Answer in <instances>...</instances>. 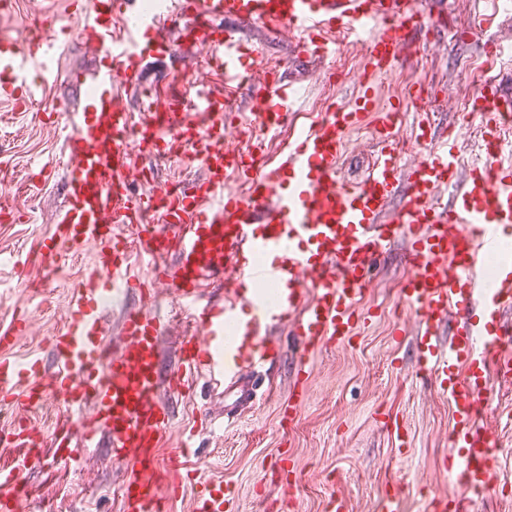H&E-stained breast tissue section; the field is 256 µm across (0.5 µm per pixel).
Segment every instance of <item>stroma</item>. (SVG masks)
<instances>
[{
  "label": "stroma",
  "mask_w": 512,
  "mask_h": 512,
  "mask_svg": "<svg viewBox=\"0 0 512 512\" xmlns=\"http://www.w3.org/2000/svg\"><path fill=\"white\" fill-rule=\"evenodd\" d=\"M58 15L56 59L59 75L26 110L0 99V206L10 212L0 221V323L30 320L31 328L0 355L24 361L40 357L54 369L49 338L61 326L60 308L93 262L94 247L67 256L51 275L32 260L37 241L49 234L69 203L61 176L65 113L81 111L91 87L84 75L99 65L100 49L76 36L83 26L85 0H49ZM432 26L415 35L409 52L387 78L376 83L377 108L391 102L411 112L410 89L425 84L430 92L431 132L457 137L464 155L476 150L487 128L480 119L464 118L479 76L474 69L486 45L504 43L500 88L512 94V9L499 28L479 25L484 0H422ZM217 27L237 32L244 47L258 45L277 76L300 89L288 122L300 127L315 120L327 104H348L360 89V56L347 46L319 60L300 53L293 32L271 33L241 21L220 19ZM377 158L369 129L353 131L340 160L339 175L359 182ZM129 170L133 193L140 181L180 185L202 174L198 164L180 157L158 159L133 154ZM407 247L396 238L373 271L361 302L367 324L354 329L339 348L311 356L308 402L294 421L283 420L280 405L295 383L297 344L288 326L270 331L278 355L265 371L249 374L252 402L238 404L232 393L198 378L191 391L161 388L160 398L173 415V428L160 448L168 458L178 431L199 426L207 415L231 418L222 437L201 435L196 454L182 472L190 485L204 480L224 493V512H328L331 495L342 494L349 512H376L379 498L397 493L401 512H430L432 499L455 498L459 486L449 471L452 410L434 380L419 370L416 327L399 299L408 270ZM42 293H33L34 285ZM490 401L484 418L497 442L501 482L496 492L474 496L478 512H512V383L489 372ZM398 421L393 433L386 421ZM25 482L51 486L53 500H29L26 512H122L123 465L112 456L107 430L99 445L81 449L73 469L60 468L53 456L28 469Z\"/></svg>",
  "instance_id": "1"
}]
</instances>
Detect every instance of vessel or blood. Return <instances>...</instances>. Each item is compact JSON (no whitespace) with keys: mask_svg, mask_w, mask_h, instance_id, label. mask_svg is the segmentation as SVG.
I'll return each mask as SVG.
<instances>
[{"mask_svg":"<svg viewBox=\"0 0 512 512\" xmlns=\"http://www.w3.org/2000/svg\"><path fill=\"white\" fill-rule=\"evenodd\" d=\"M124 2L90 0L78 31L110 63L92 74L90 103L70 122L62 167L69 205L52 234L39 240L35 259L54 272L67 253L92 245L96 255L68 302L64 327L50 338L56 372L43 375L38 358L0 359V405L17 415L0 433V446L9 450L0 464V512H22L36 497L23 474L42 462L45 448L70 468L78 448L92 447L103 426L128 472L123 512H160L163 497L185 494L179 473L196 445L187 435L176 453L160 458L171 426L160 383L179 393L203 375L249 399L244 371L270 362L266 331L278 323L293 328L297 374L310 373V352L350 336L373 270L400 235L409 242L411 273L398 293L415 318L418 365L452 406L450 459L461 494L434 501L432 509L469 512L473 495L498 483L496 441L478 422L488 400L486 376L493 367L512 377V327L500 320L512 309V254H500L496 283H486L488 258L512 232V144L487 140L462 177L454 144L421 134L419 158L410 164L396 144L391 107L376 131L382 147L372 171L355 184L338 178L344 139L371 110L375 79L398 64L410 31L426 27L427 17L413 0H157L152 11L130 15ZM218 16L298 33L301 52L316 57L336 54L339 34L370 30L361 43V95L349 105L331 104L269 159L266 138L284 127L299 91L273 77L257 51H242L232 33L218 34L211 26ZM38 21L25 48L0 39V97L20 108L58 74L54 17L43 13ZM173 24L179 30L171 39ZM187 44L205 47L202 67L219 77L222 90L207 84L191 90L178 70L154 101L131 112L114 85L139 84L147 58L179 55ZM244 82L252 88L251 138L239 149L226 145L224 135L227 103ZM473 109L498 125L512 118V96L486 82L473 93ZM178 148L199 162L202 178L134 196L125 176L130 154L165 158ZM451 183L455 199L446 207L438 196ZM398 192L403 200L394 211ZM128 228L134 231L129 241L121 237ZM133 253L148 261L150 279L132 274ZM220 274L229 286L217 303L204 291ZM162 284L171 285L192 322L182 336L181 365L166 376L157 358L164 321L148 309L130 310L123 345L112 352L100 315L102 298L135 288L152 298ZM454 317L464 325L441 345L440 330ZM49 396L63 410L45 431L25 416ZM89 402L91 414L84 411Z\"/></svg>","mask_w":512,"mask_h":512,"instance_id":"obj_1","label":"vessel or blood"}]
</instances>
